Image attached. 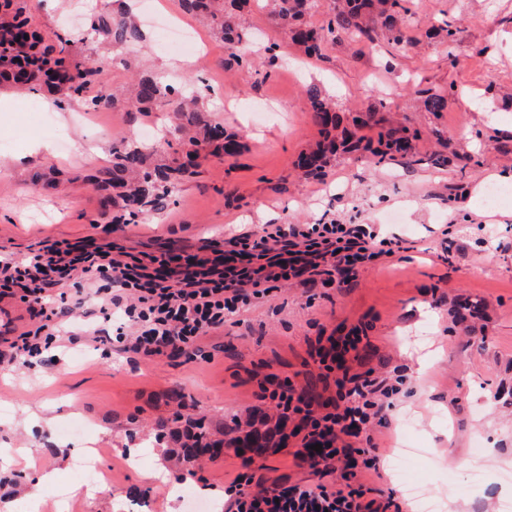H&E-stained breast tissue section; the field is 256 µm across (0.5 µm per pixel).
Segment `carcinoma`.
<instances>
[{
  "label": "carcinoma",
  "mask_w": 512,
  "mask_h": 512,
  "mask_svg": "<svg viewBox=\"0 0 512 512\" xmlns=\"http://www.w3.org/2000/svg\"><path fill=\"white\" fill-rule=\"evenodd\" d=\"M273 18L286 32L292 44L309 57L322 52L326 36H347L375 41L378 33L389 36L398 46H405L408 39L402 28L404 16L410 11L408 0H333V7L326 13L324 24L316 29L304 18L320 7L319 0H274ZM183 10L193 16L211 21L217 34L224 41L227 62L244 65L247 60L236 48L250 37V30L242 15L248 0H181ZM0 82L38 90L45 86L60 92L64 99H79L89 110H94L105 98L113 96L103 79V65L95 58H77L67 49L70 40L63 39L59 47L42 44L38 35L28 27L23 9L16 0H0ZM88 34L112 37V44L122 50L139 41L142 33L138 26L121 19L112 21L105 15L95 16ZM181 90L150 76H141L132 86L131 99L136 111L147 112L161 102L177 103L190 125L201 126L203 139L190 137L181 141L184 162L176 167L164 164L151 165L150 155L126 143L116 148L112 160V196L104 204L112 207L116 224H135L139 216L156 210L162 200L172 198L177 191V176L196 166L201 144L216 156H232L240 143L233 134L201 119L196 110L179 101ZM310 111L320 127L321 137L314 148L301 155L298 166L306 174L321 177L329 155L340 147L359 151L376 164L396 157L414 156V142L422 137L420 130L407 126H382L371 135L358 136L343 126V118L336 106L312 87L307 90ZM448 97L428 94L421 98V108L426 112H443ZM198 432L191 443L182 448V465L188 474L199 466L197 443L208 439L202 423L194 425Z\"/></svg>",
  "instance_id": "1"
}]
</instances>
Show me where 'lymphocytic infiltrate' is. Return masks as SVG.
Returning <instances> with one entry per match:
<instances>
[{
  "label": "lymphocytic infiltrate",
  "instance_id": "lymphocytic-infiltrate-1",
  "mask_svg": "<svg viewBox=\"0 0 512 512\" xmlns=\"http://www.w3.org/2000/svg\"><path fill=\"white\" fill-rule=\"evenodd\" d=\"M392 244L368 224H266L261 231L226 238L222 262L210 266L195 256L165 253L130 260L111 245L79 251L42 242L22 260L0 261V298L19 297L35 321L9 344L8 354L28 367L40 362L45 350L63 341L59 327L73 311L69 293L92 286L100 296V313H119L115 338L125 351L155 357L177 348L191 357L205 336L277 291L281 282L301 277L310 288L348 285ZM362 341L353 329L316 344L320 364L336 375V396L324 412L312 410L292 383L270 377L261 388L277 409L266 433L268 448L286 447L289 437H300L299 459L337 472L339 484L281 481L258 488L253 473L241 472L225 489L229 512H402L395 499H367L359 481L380 467L383 455L372 427L385 424L395 391L372 371L348 366V354Z\"/></svg>",
  "mask_w": 512,
  "mask_h": 512
}]
</instances>
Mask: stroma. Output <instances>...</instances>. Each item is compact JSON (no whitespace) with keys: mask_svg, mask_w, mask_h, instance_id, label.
<instances>
[{"mask_svg":"<svg viewBox=\"0 0 512 512\" xmlns=\"http://www.w3.org/2000/svg\"><path fill=\"white\" fill-rule=\"evenodd\" d=\"M406 19L415 47L402 52L376 44L325 39L321 56L306 57L271 18V0H249L245 10L256 36L241 52L252 64L225 62L224 43L185 13L179 0H24L25 14L45 43L70 41V51L104 63L116 100L95 111L83 105L58 114L45 109L46 92L0 84V255L23 259L42 240L71 244L112 242L139 258L171 250H215L225 238L262 224H373L403 247L362 269L350 288H315L295 282L203 338L194 360L174 351L156 358L93 341L103 328L98 298L85 291L73 312L76 344L59 358L28 368L0 360V448H28L0 475V502L28 512L27 488L47 471L56 481L40 494L39 512H168L166 492L179 473L177 433L204 420L225 442L205 460L191 488L208 512H225L224 487L242 470L233 444L236 420L257 430L277 411L260 397L267 375L291 380L317 404L335 394L310 355L320 333L361 328L369 338L357 371L401 378L390 425L380 446L385 461L368 486L404 499L393 467L397 448L410 446L415 475L436 493L440 512H503L512 502V206L484 208L486 187L512 175V0H415ZM161 10L183 22L198 40L188 68L162 67L171 51L146 23ZM141 19L143 40L128 58L115 56L110 38L86 36L90 19L121 12ZM448 21L454 42L432 36ZM277 44L276 60L265 51ZM182 85L211 122L237 135L240 151L210 156L182 181L176 202L136 224L102 218L112 187L99 183L112 149L130 141L142 149L146 128L178 139L172 106L134 111L121 92L135 73ZM317 88L348 118L381 104L378 119L423 131L417 161L376 166L355 155L333 157L324 179L298 168L302 152L320 138L306 91ZM447 95L446 111L414 106L421 90ZM440 130L450 151L468 158L466 169L438 166ZM49 151H42V144ZM495 265L492 274L483 266ZM480 301L466 322L454 321L463 299ZM425 356L424 374L414 371ZM46 410L52 427L32 424L28 411ZM168 432L155 442L158 422ZM85 448L99 451L108 482L92 497H65L82 484L74 466ZM297 441L254 455L251 469L270 481L335 485L337 476L300 464ZM466 460V468L455 465Z\"/></svg>","mask_w":512,"mask_h":512,"instance_id":"1","label":"stroma"}]
</instances>
